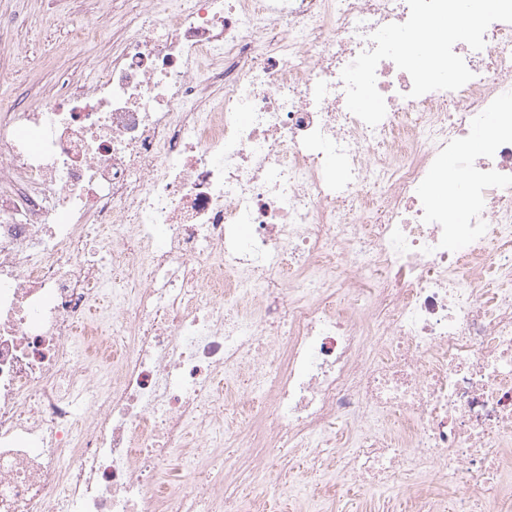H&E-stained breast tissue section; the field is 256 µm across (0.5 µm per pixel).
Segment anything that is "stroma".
Listing matches in <instances>:
<instances>
[{
    "label": "stroma",
    "instance_id": "obj_1",
    "mask_svg": "<svg viewBox=\"0 0 512 512\" xmlns=\"http://www.w3.org/2000/svg\"><path fill=\"white\" fill-rule=\"evenodd\" d=\"M142 4L143 0H72L73 19L64 22L50 17L46 0H17V16L0 15V99L38 103L63 74L96 69L110 46L73 50V21H90L103 13L128 16ZM313 503L320 512H382L381 503L370 492H353L333 480L304 493L268 498L262 512H302Z\"/></svg>",
    "mask_w": 512,
    "mask_h": 512
}]
</instances>
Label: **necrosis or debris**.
<instances>
[{"label":"necrosis or debris","instance_id":"4bbe7bcc","mask_svg":"<svg viewBox=\"0 0 512 512\" xmlns=\"http://www.w3.org/2000/svg\"><path fill=\"white\" fill-rule=\"evenodd\" d=\"M408 17L148 0L73 24L100 77L0 105V512H250L228 448L258 501L301 450L409 512L512 496V24L455 91L381 61L369 127L341 72ZM452 156L463 223L426 197Z\"/></svg>","mask_w":512,"mask_h":512}]
</instances>
